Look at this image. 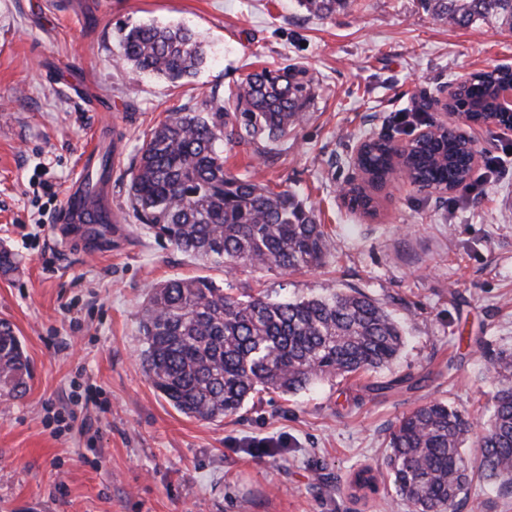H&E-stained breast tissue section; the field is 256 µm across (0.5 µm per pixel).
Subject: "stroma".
Here are the masks:
<instances>
[{"instance_id":"35a3bbf8","label":"stroma","mask_w":512,"mask_h":512,"mask_svg":"<svg viewBox=\"0 0 512 512\" xmlns=\"http://www.w3.org/2000/svg\"><path fill=\"white\" fill-rule=\"evenodd\" d=\"M142 23L195 30L205 65L178 87L124 65L120 31ZM510 63L512 31L448 25L422 0H354L327 20L296 0H0V249L16 260L0 270V321L32 368L24 396L0 397V512H409L383 463L391 432L431 400L483 418L496 390L489 360L512 350V132L477 135L498 165L478 166L465 190L394 183L368 217L337 189L357 142L383 132L406 145L447 120L415 113L420 97ZM288 65L314 83L305 121L275 143L273 162L245 141L224 157L316 208L333 245L325 267L228 274L140 229L128 193L143 131ZM115 134L124 151L109 230L65 234L56 220L83 150ZM186 276L273 300L358 289L401 322L406 344L391 368L263 392L220 421L189 418L148 381L138 333L152 286ZM365 464L376 487L352 496ZM460 512H512V493L474 482Z\"/></svg>"}]
</instances>
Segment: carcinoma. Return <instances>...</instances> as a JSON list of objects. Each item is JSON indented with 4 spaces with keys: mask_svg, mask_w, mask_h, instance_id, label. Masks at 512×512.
<instances>
[{
    "mask_svg": "<svg viewBox=\"0 0 512 512\" xmlns=\"http://www.w3.org/2000/svg\"><path fill=\"white\" fill-rule=\"evenodd\" d=\"M353 0H297L329 18ZM450 25L477 21L512 30V0H423ZM122 60L137 71L177 82L206 60L202 41L183 26L139 24L120 37ZM494 77L477 74L462 89L478 101ZM313 97L303 69L264 68L200 112H169L143 136L129 186L132 217L178 251L224 266L312 270L330 254L329 235L315 209L286 191L233 173L224 142L261 139L257 154L302 122ZM437 132L397 150L374 142L361 157L369 183L387 175L396 152L419 188L467 183V142L438 125ZM140 357L148 380L178 412L215 421L240 410L261 390H304L323 378L378 372L398 358L404 337L379 302L358 290L328 288L297 300L235 296L211 278L168 280L148 294L139 320ZM498 387L489 415L474 430L443 401L416 406L389 438L386 466L396 493L413 512H458L461 495L476 480L512 491V352L498 356ZM31 369L12 326L0 322V396L27 391ZM475 436L478 456L464 445Z\"/></svg>",
    "mask_w": 512,
    "mask_h": 512,
    "instance_id": "cac0c4a2",
    "label": "carcinoma"
}]
</instances>
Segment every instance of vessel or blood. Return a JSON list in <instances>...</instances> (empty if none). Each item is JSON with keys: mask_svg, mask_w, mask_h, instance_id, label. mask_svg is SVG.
<instances>
[{"mask_svg": "<svg viewBox=\"0 0 512 512\" xmlns=\"http://www.w3.org/2000/svg\"><path fill=\"white\" fill-rule=\"evenodd\" d=\"M100 151L84 152L79 177L66 197L62 221L66 224H94L110 212L111 174L103 172Z\"/></svg>", "mask_w": 512, "mask_h": 512, "instance_id": "b4317fda", "label": "vessel or blood"}]
</instances>
